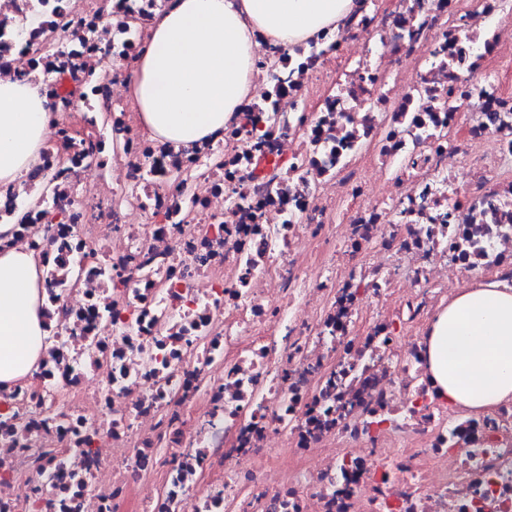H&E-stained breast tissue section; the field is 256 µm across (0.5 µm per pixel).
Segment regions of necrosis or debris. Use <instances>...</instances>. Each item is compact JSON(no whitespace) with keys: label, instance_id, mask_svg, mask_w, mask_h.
Segmentation results:
<instances>
[{"label":"necrosis or debris","instance_id":"1","mask_svg":"<svg viewBox=\"0 0 512 512\" xmlns=\"http://www.w3.org/2000/svg\"><path fill=\"white\" fill-rule=\"evenodd\" d=\"M169 4L0 0V78L59 117L0 186L55 342L0 398V512H512V403H440L424 345L442 270L512 283V0L256 34L247 109L189 146L117 92Z\"/></svg>","mask_w":512,"mask_h":512}]
</instances>
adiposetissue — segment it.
<instances>
[{
    "label": "adipose tissue",
    "instance_id": "obj_1",
    "mask_svg": "<svg viewBox=\"0 0 512 512\" xmlns=\"http://www.w3.org/2000/svg\"><path fill=\"white\" fill-rule=\"evenodd\" d=\"M356 0H174L150 27L127 91L154 137L219 135L251 98L253 29L294 46L337 28ZM56 115L38 87L0 79V185L39 161ZM46 283L34 254L0 247V392L34 377L48 346ZM427 361L440 399L473 411L512 401V286L475 274L436 315Z\"/></svg>",
    "mask_w": 512,
    "mask_h": 512
}]
</instances>
